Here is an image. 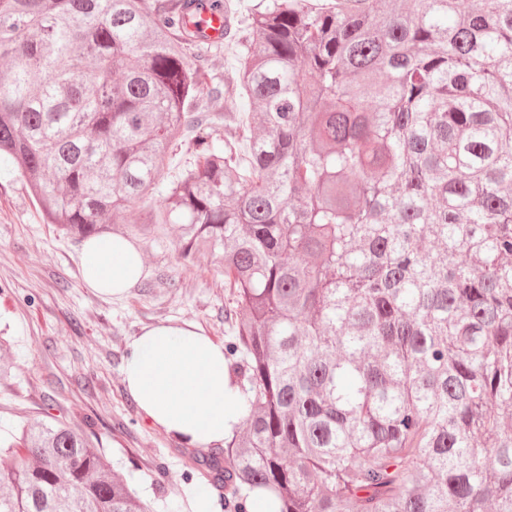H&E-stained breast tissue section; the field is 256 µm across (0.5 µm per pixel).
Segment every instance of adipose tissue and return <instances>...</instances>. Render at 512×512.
Instances as JSON below:
<instances>
[{"instance_id":"obj_1","label":"adipose tissue","mask_w":512,"mask_h":512,"mask_svg":"<svg viewBox=\"0 0 512 512\" xmlns=\"http://www.w3.org/2000/svg\"><path fill=\"white\" fill-rule=\"evenodd\" d=\"M142 271V255L128 240L94 238L83 247L81 277L101 294L124 293ZM123 378L148 422L183 447L223 444L244 419L223 344L193 325L144 328L126 347Z\"/></svg>"}]
</instances>
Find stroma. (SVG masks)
Instances as JSON below:
<instances>
[{
	"label": "stroma",
	"instance_id": "stroma-1",
	"mask_svg": "<svg viewBox=\"0 0 512 512\" xmlns=\"http://www.w3.org/2000/svg\"><path fill=\"white\" fill-rule=\"evenodd\" d=\"M177 225L140 245L139 283L105 298L80 276L82 242L45 223L14 166L0 160V426L59 417L96 438L114 474L153 512H193L186 450L148 423L125 389L127 341L147 325L185 322L227 342L219 259H178Z\"/></svg>",
	"mask_w": 512,
	"mask_h": 512
}]
</instances>
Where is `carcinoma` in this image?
Returning <instances> with one entry per match:
<instances>
[{
  "instance_id": "carcinoma-1",
  "label": "carcinoma",
  "mask_w": 512,
  "mask_h": 512,
  "mask_svg": "<svg viewBox=\"0 0 512 512\" xmlns=\"http://www.w3.org/2000/svg\"><path fill=\"white\" fill-rule=\"evenodd\" d=\"M195 2L0 0V158L45 223L177 224L182 263L224 264L246 417L189 452L195 490L512 512V0H211L218 42ZM236 96L220 137L204 111ZM179 139L194 159L165 174ZM0 457V512H152L62 420ZM209 0H201L196 7L194 22L191 30L196 31L203 37L215 39L221 36L224 31V15L212 10Z\"/></svg>"
}]
</instances>
